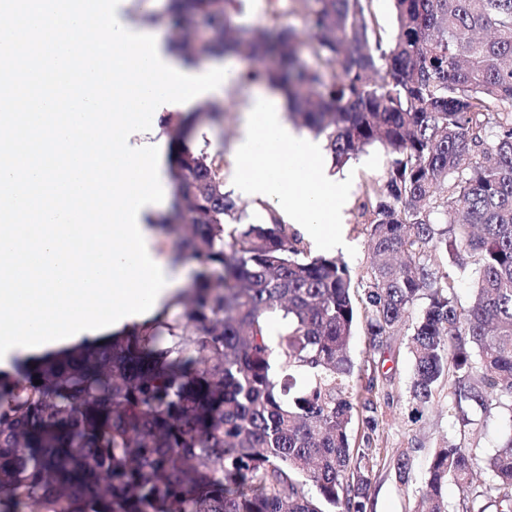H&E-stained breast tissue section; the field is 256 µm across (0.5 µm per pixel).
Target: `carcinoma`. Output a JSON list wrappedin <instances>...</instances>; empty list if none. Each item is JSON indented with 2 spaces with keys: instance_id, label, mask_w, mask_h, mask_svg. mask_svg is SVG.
Segmentation results:
<instances>
[{
  "instance_id": "obj_1",
  "label": "carcinoma",
  "mask_w": 512,
  "mask_h": 512,
  "mask_svg": "<svg viewBox=\"0 0 512 512\" xmlns=\"http://www.w3.org/2000/svg\"><path fill=\"white\" fill-rule=\"evenodd\" d=\"M293 2L317 67L294 29L235 22L243 0H166L167 51L188 66L244 57L336 168L366 147L395 154L359 205L365 275L353 286L270 206L246 222L221 155L190 147L223 107L163 116L173 203L151 223L189 226L173 261L196 264L192 287L142 323L0 369V512L32 494L44 512H368L372 457L349 429L359 407L368 429L378 419L350 391L354 328L363 318L382 351L422 295L413 400L427 406L446 374L461 436L493 408L508 431L482 459L462 440L438 449L421 512H448L450 482L465 512H512V107L495 108L512 104V0H394L387 49L372 0ZM441 251L478 265L466 308L433 266Z\"/></svg>"
}]
</instances>
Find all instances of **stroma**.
Segmentation results:
<instances>
[{
  "label": "stroma",
  "mask_w": 512,
  "mask_h": 512,
  "mask_svg": "<svg viewBox=\"0 0 512 512\" xmlns=\"http://www.w3.org/2000/svg\"><path fill=\"white\" fill-rule=\"evenodd\" d=\"M165 0H120L119 12L130 27L141 28V19L155 17L149 31L158 45L168 40V28L158 21ZM244 22L277 30L293 27L304 30L302 13L286 11L270 0H246ZM227 75L224 91L219 98L224 119L220 125L203 127V139L198 146L207 153L224 157V181L232 183L235 172L234 146L241 134L245 114L255 95V84L244 81L243 59H226ZM392 154L381 147H369L348 164L354 173L350 199L345 210L343 235L346 248L332 249L333 257L344 260L352 276L363 274L369 264L368 234L357 217L359 201L365 185L383 187L390 168ZM411 331L401 328L385 353H372L364 323H357L351 346L353 362L352 384L355 391L364 392L369 383H376L379 421L375 431H368L361 417H354L349 435L352 448L370 447L373 470L369 491L370 512H418L425 477L435 449L457 442L459 430L448 409V386L440 384L427 407L417 408L410 397L413 357L410 348ZM506 424L505 415L491 411L477 415L467 443L473 454L486 457L495 452ZM408 453L410 478L400 480L393 460L398 453Z\"/></svg>",
  "instance_id": "35a3bbf8"
}]
</instances>
